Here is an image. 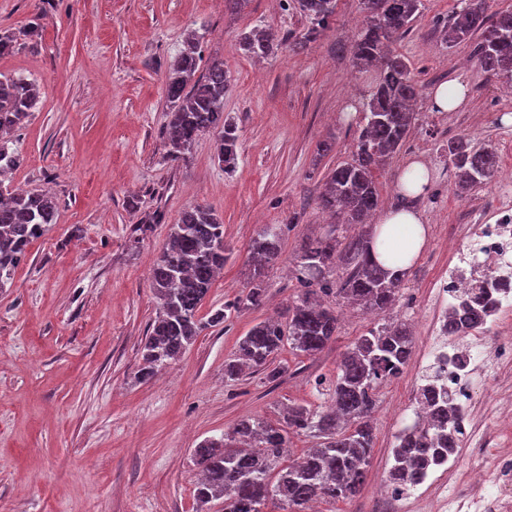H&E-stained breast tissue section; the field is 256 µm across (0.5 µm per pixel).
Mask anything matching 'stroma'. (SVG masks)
<instances>
[{
    "mask_svg": "<svg viewBox=\"0 0 512 512\" xmlns=\"http://www.w3.org/2000/svg\"><path fill=\"white\" fill-rule=\"evenodd\" d=\"M459 0H424L412 31L393 52L407 57L420 85L416 120L404 146L376 169L383 208L401 204L398 179L411 163L428 183L413 199L427 240L407 269L391 318L415 327V356L426 345L420 318L428 287L463 240L472 214L491 218L512 180L459 192L444 151L466 135L493 146L512 169V85L484 73L473 42L450 47L438 22ZM362 19L359 0H336L324 33L300 52L307 21L297 0H250L238 14L218 0H0V28L35 24L0 74L35 82L39 108L12 135L25 158L8 175L13 189L51 193L57 220L27 249L0 288V512H224L197 502L194 448L243 417L278 423L283 408L326 402L343 353L381 318L324 298L340 314L335 341L315 356L283 347L268 380L224 376V362L256 323L279 316L299 293L291 259L303 240L336 221L319 205L328 173L351 161L371 73L352 66L349 43ZM203 29L202 62L229 77L224 115L238 126L232 172L217 160V132L199 136L189 162L165 148V75L187 33ZM274 33L275 55L257 60L242 34ZM464 83L465 104L433 107L439 85ZM330 152H317L320 142ZM205 204L224 222L231 249L199 310L209 317L250 286L249 245L270 224L284 225L282 257L265 278L262 306L203 330L175 361L141 380V348L159 301L151 270L172 224ZM420 385L408 361L384 383L374 420V453L358 495L323 502L320 512H375L374 486L386 474L404 409Z\"/></svg>",
    "mask_w": 512,
    "mask_h": 512,
    "instance_id": "stroma-1",
    "label": "stroma"
}]
</instances>
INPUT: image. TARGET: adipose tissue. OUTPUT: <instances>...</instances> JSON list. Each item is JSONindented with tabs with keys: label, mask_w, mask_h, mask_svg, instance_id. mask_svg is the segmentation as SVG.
Listing matches in <instances>:
<instances>
[{
	"label": "adipose tissue",
	"mask_w": 512,
	"mask_h": 512,
	"mask_svg": "<svg viewBox=\"0 0 512 512\" xmlns=\"http://www.w3.org/2000/svg\"><path fill=\"white\" fill-rule=\"evenodd\" d=\"M375 222L374 259L384 267L407 270L426 240L427 229L420 214L410 207L388 209L377 214Z\"/></svg>",
	"instance_id": "1"
}]
</instances>
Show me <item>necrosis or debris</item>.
<instances>
[{"label":"necrosis or debris","mask_w":512,"mask_h":512,"mask_svg":"<svg viewBox=\"0 0 512 512\" xmlns=\"http://www.w3.org/2000/svg\"><path fill=\"white\" fill-rule=\"evenodd\" d=\"M493 218L456 248L455 263L442 267L422 308L429 334L422 358L448 392L460 446L415 484L385 478L381 491L399 512L418 501L426 512H462L476 500L481 512H512V458L502 453L512 445V392L497 388L512 372V195L502 194ZM480 289L488 294L481 329L449 335V311Z\"/></svg>","instance_id":"necrosis-or-debris-1"}]
</instances>
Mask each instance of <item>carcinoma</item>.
I'll return each instance as SVG.
<instances>
[{
    "instance_id": "1",
    "label": "carcinoma",
    "mask_w": 512,
    "mask_h": 512,
    "mask_svg": "<svg viewBox=\"0 0 512 512\" xmlns=\"http://www.w3.org/2000/svg\"><path fill=\"white\" fill-rule=\"evenodd\" d=\"M309 21L307 32L294 47L301 49L317 39L335 15L336 0H299ZM363 18L353 36L350 51L354 66L376 72L374 87L362 108L356 153L349 163L336 166L327 176L320 206L340 218L339 227L366 223L379 205L373 171L405 143L414 121L412 103L418 85L410 64L389 50L394 39L408 34L420 15L422 0H360ZM448 46L477 36L474 52L481 69L491 77L512 82V11L488 13L487 0H460L443 25ZM242 49L254 58H266L278 43L263 31L242 38ZM200 37L191 33L171 65L167 81V155L186 159L197 137L219 130L218 163L235 169L239 155L237 126L224 119V95L228 76L224 63L214 61L199 72ZM39 87L23 78L0 74V286L25 259L32 241L56 222L53 197L45 193L15 192L3 178L20 168L23 156L8 145L38 108ZM448 161L456 170L458 190L485 185L496 167V152L476 147L466 135L448 141ZM224 224L215 211L195 205L184 210L172 225L168 242L152 269V286L159 311L150 323L142 347L139 377L152 378L162 367L181 356L206 327H217L230 312L260 306L264 300V276L281 253V231L267 226L253 240L249 263L252 287L207 319L198 311L216 273L224 267ZM301 292L285 310V320L253 325L224 362V377L234 380L244 369L276 372L269 366L278 351L289 345L296 352L315 356L336 339L339 314L323 305L318 293L336 294L371 313L382 314L395 304L405 273L378 264L371 241L363 233L326 235L303 241L294 258ZM483 323L482 314L470 307L448 321V331L462 336ZM414 339L409 324L393 320L357 338L344 353L333 387L332 404L325 410L288 406L283 424L274 426L261 417L239 420L231 435L207 439L193 450L200 479L197 500L206 504L224 498V512H262L265 502L277 497L285 512H308L322 500H346L357 496L370 465L374 428L371 414L377 391L398 376L409 361ZM419 399L435 410L436 421L417 427L413 446L396 453L392 476L414 484L419 467L448 449L453 441L448 413L437 408L445 401L435 383L419 388ZM315 432L319 444L289 463V433Z\"/></svg>"
}]
</instances>
